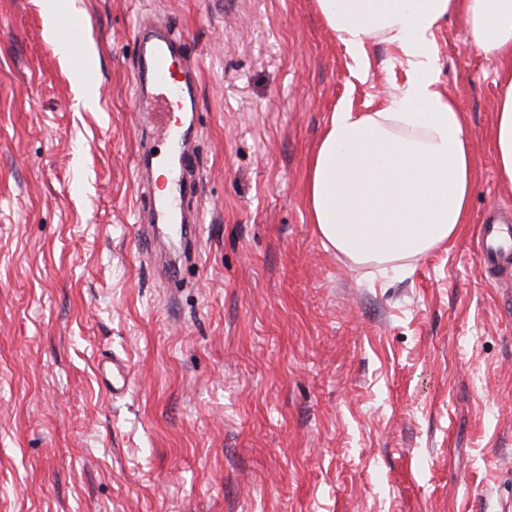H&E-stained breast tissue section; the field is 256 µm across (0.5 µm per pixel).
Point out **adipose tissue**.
Here are the masks:
<instances>
[{"label": "adipose tissue", "mask_w": 512, "mask_h": 512, "mask_svg": "<svg viewBox=\"0 0 512 512\" xmlns=\"http://www.w3.org/2000/svg\"><path fill=\"white\" fill-rule=\"evenodd\" d=\"M337 39L366 73V47L396 45L408 66L398 99L375 112L335 110L312 154L307 207L326 246L384 269L454 239L468 221L477 169L453 101L435 88L434 32L464 12L471 41L498 63L492 145L512 186V0H316Z\"/></svg>", "instance_id": "ef3b65f1"}]
</instances>
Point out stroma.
<instances>
[{"label":"stroma","mask_w":512,"mask_h":512,"mask_svg":"<svg viewBox=\"0 0 512 512\" xmlns=\"http://www.w3.org/2000/svg\"><path fill=\"white\" fill-rule=\"evenodd\" d=\"M65 2L67 58L42 0H0V512H512V279L479 264L512 189L466 16L435 31L434 75L470 219L381 272L324 246L306 175L337 107L399 94L396 46L361 77L315 0ZM143 24L182 34L194 77L199 259L176 293L135 228ZM104 377L108 386L115 395L126 389L129 383V369L123 361L112 359V366H105Z\"/></svg>","instance_id":"stroma-1"}]
</instances>
